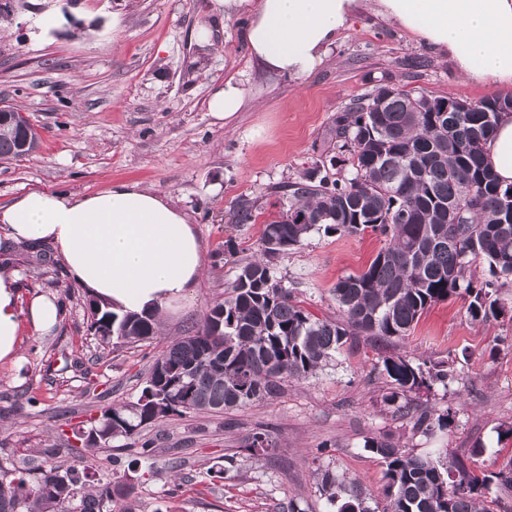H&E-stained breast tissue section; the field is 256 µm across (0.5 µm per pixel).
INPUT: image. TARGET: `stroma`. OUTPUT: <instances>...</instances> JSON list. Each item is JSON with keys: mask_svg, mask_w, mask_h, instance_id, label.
Returning a JSON list of instances; mask_svg holds the SVG:
<instances>
[{"mask_svg": "<svg viewBox=\"0 0 512 512\" xmlns=\"http://www.w3.org/2000/svg\"><path fill=\"white\" fill-rule=\"evenodd\" d=\"M210 0H15L0 24V104L37 128L41 145L28 156L0 161V206L32 189L91 194L135 181L167 194L201 237L205 271L163 320L153 340L113 352L93 335L90 297L53 256L23 262L0 224V264L20 277L21 298L62 301L58 324L38 334L22 327L17 358L0 361V465L42 463L43 449L63 447L73 426L102 407L136 400L152 362L235 280L240 262L258 254L264 223L286 208L275 185L312 167L336 112L380 82L421 87L436 96L477 102L497 89L458 75L397 25L358 17L316 69L302 78L260 72L241 40L243 12L215 16ZM54 26L48 35L40 28ZM212 44L193 38L199 24ZM429 64L409 71L401 61ZM241 80L249 104L231 122L211 117L213 84ZM257 202L251 223L233 214ZM236 258H224L226 243ZM382 246L372 234L311 231L302 245L273 263V273L312 314L334 316L337 281L362 271ZM504 315L477 323L462 299L429 308L408 337L365 336L302 380H288L276 398L223 413L172 415L145 428L152 463L132 476L133 512H327L316 474L330 470L359 479L370 507L384 505L386 465L364 446L390 434L406 451L437 449L469 458L483 477L512 459V287L500 289ZM413 362L451 359L459 380L414 393L413 402L450 409L447 429L427 438L384 402L388 357ZM256 432L271 446L250 458L243 446ZM233 457L230 477L208 468Z\"/></svg>", "mask_w": 512, "mask_h": 512, "instance_id": "stroma-1", "label": "stroma"}]
</instances>
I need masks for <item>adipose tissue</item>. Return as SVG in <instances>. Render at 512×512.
Instances as JSON below:
<instances>
[{
    "label": "adipose tissue",
    "mask_w": 512,
    "mask_h": 512,
    "mask_svg": "<svg viewBox=\"0 0 512 512\" xmlns=\"http://www.w3.org/2000/svg\"><path fill=\"white\" fill-rule=\"evenodd\" d=\"M365 12L411 32L462 77L512 88V0H256L243 40L261 71L303 77ZM246 104L241 82L229 79L212 87L207 108L229 121ZM486 148L499 180L512 184V114ZM0 223L14 241L50 245L76 283L121 315H167L204 270L186 212L132 182L84 195L31 190L0 207ZM60 315L56 299L41 294L22 304L17 270L0 268V360L15 356L22 324L44 333Z\"/></svg>",
    "instance_id": "1"
}]
</instances>
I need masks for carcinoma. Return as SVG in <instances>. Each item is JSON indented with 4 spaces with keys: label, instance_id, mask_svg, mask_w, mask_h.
<instances>
[{
    "label": "carcinoma",
    "instance_id": "carcinoma-1",
    "mask_svg": "<svg viewBox=\"0 0 512 512\" xmlns=\"http://www.w3.org/2000/svg\"><path fill=\"white\" fill-rule=\"evenodd\" d=\"M440 103L422 88H398L383 109L370 91L336 113L323 137L324 151L299 179L273 187L288 196V209L267 222L260 257L240 264L224 300L198 328L171 342L154 359L139 398L102 408L72 428L85 447L110 448L169 415L222 412L280 395L289 379H305L335 359L358 336L402 338L431 306L469 298L467 313L487 322L504 314L498 289L512 282V184L502 186L485 161V146L512 97H490L468 112H437ZM39 136L24 145L0 134V159L35 152ZM314 229L327 234L383 238L368 267L343 277L334 289L341 318H319L272 274V263L301 245ZM484 263L491 279L474 281ZM91 330L114 349L150 341L159 332L153 314L122 317L89 304ZM391 385L384 402L410 417L426 437L448 427L451 412H416L407 394L455 379L451 364L383 360ZM364 448L387 464L382 512H486L492 480L473 474L462 457L405 453L385 436ZM47 448V465L0 467V512H132L123 501L134 493L122 457L112 472L93 469L81 449L78 463H58ZM320 497L336 512H375L360 480L318 474Z\"/></svg>",
    "mask_w": 512,
    "mask_h": 512
}]
</instances>
